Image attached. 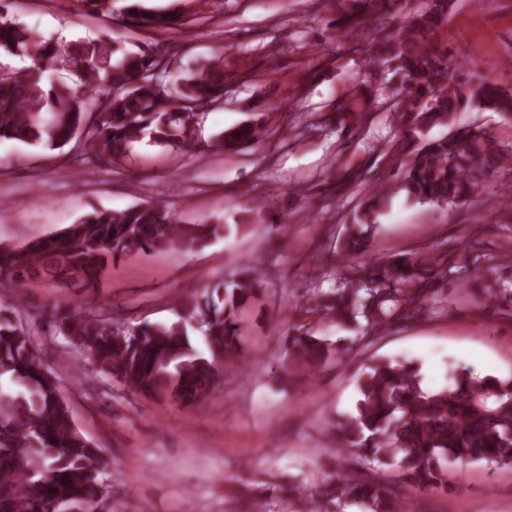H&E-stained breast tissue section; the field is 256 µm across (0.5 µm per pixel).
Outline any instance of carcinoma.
I'll return each instance as SVG.
<instances>
[{"instance_id":"cac0c4a2","label":"carcinoma","mask_w":512,"mask_h":512,"mask_svg":"<svg viewBox=\"0 0 512 512\" xmlns=\"http://www.w3.org/2000/svg\"><path fill=\"white\" fill-rule=\"evenodd\" d=\"M398 21V31L367 43V62L398 78L385 95L394 100L401 133L383 159L389 172L345 225L336 255L345 265L333 291L308 298L301 307L356 333L350 345L380 335L399 320L429 309L435 275L447 277L452 262L422 271L426 259L375 256L379 211L396 194L447 207L482 203L481 178L512 160L482 127L430 136L453 125L455 114L479 108L512 117V90L475 82L467 69L452 66L448 47L436 33L448 17V0H427L420 11L405 0H351L342 22ZM123 13L153 30L181 27L175 10L157 11L144 0H126ZM164 55L150 46L136 51L118 42L84 37L44 40L8 17L0 5V140L51 150L71 146L76 162L119 165L134 144H175L200 149L207 111L224 102V58L212 59L171 81ZM74 79L65 81L61 72ZM376 96L369 93L336 106V124H360ZM95 109L89 110L88 104ZM268 113L215 135L207 147L237 151L261 143ZM224 229L219 223L180 224L161 203L123 210L94 209L45 237L12 244L0 240V376L14 383L0 389V512H110L99 448L76 428L62 395V378L44 363L46 345L17 314L34 283L74 288L83 296L125 254L139 250L203 248ZM262 271L244 264L223 283L218 299L200 301L189 291L175 297L177 319L125 323L110 303L90 310L78 304L53 306L52 335L90 353L94 377L187 406L204 400L217 380L243 370L242 311L260 293ZM487 298L512 304V279L498 278ZM198 324L206 351L196 349L188 327ZM290 373L303 377L343 350L305 328L285 334ZM355 414L338 424L337 447L355 448L363 469L339 475L315 491L296 485L288 498H306L309 512H401L398 492L379 474L389 466L405 486L421 492L448 487V465L463 471L472 463L512 467V376L475 378L454 373L448 386L426 391L409 361L378 359L356 379Z\"/></svg>"}]
</instances>
